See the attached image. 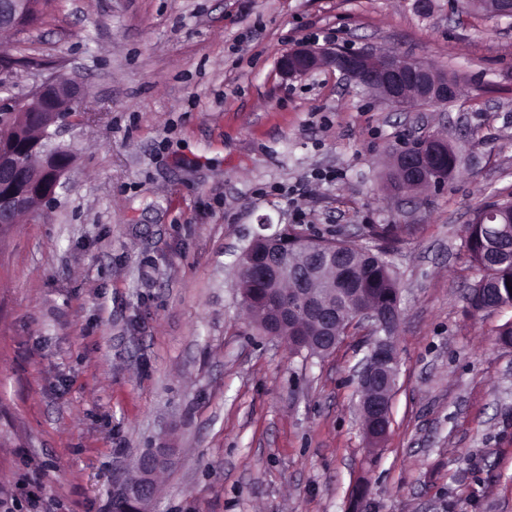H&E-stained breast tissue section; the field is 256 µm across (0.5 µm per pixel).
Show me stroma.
Instances as JSON below:
<instances>
[{
    "label": "stroma",
    "mask_w": 512,
    "mask_h": 512,
    "mask_svg": "<svg viewBox=\"0 0 512 512\" xmlns=\"http://www.w3.org/2000/svg\"><path fill=\"white\" fill-rule=\"evenodd\" d=\"M391 49L461 75L395 110L339 72L283 78L294 44ZM20 98L83 86L52 208L0 228V501L112 512L145 448L172 449L150 512H512V307L471 314L465 227L512 195V18L454 0H54L0 39ZM461 165L414 200L403 139ZM373 245L400 287L390 433L370 451L350 329L326 358L260 334L235 290L261 227ZM36 501L17 492L31 475Z\"/></svg>",
    "instance_id": "35a3bbf8"
}]
</instances>
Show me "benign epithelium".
<instances>
[{
    "label": "benign epithelium",
    "mask_w": 512,
    "mask_h": 512,
    "mask_svg": "<svg viewBox=\"0 0 512 512\" xmlns=\"http://www.w3.org/2000/svg\"><path fill=\"white\" fill-rule=\"evenodd\" d=\"M34 0H0V29L14 28L31 15ZM288 78L302 77L330 68L343 77L400 107L411 99L446 102L456 98L457 82L448 73L437 71L426 62L394 51H345L317 47L301 42L286 51L278 61ZM84 96L69 79L50 73L31 89L23 101H0L1 112H17L20 120L0 129V225L13 224L18 214L34 208H50L70 163L47 151L43 139L33 138L28 125L40 122L45 136L60 134L62 125L81 121L86 112L74 111V104ZM456 152L441 136L422 138L392 153L391 166L404 185L419 191L427 185L426 172L448 164ZM315 249L282 232L257 234L240 256L249 282L265 284L289 280L288 292L275 291L271 308L264 320L270 327L266 335L280 336V328L297 336L301 324L309 325L308 343L318 351L336 347V327L368 324L377 331H389L400 324L401 312L390 305L378 312L371 307L352 306L341 312L329 301L311 295L319 287L324 271L309 264ZM397 355L384 337L378 338L370 354L355 371L359 394L358 412L362 430L377 448L388 436L391 425V400L397 378ZM170 464L167 448L142 453L130 474L120 484L117 495L127 500L131 512H149L156 495L155 473Z\"/></svg>",
    "instance_id": "7a95c632"
}]
</instances>
